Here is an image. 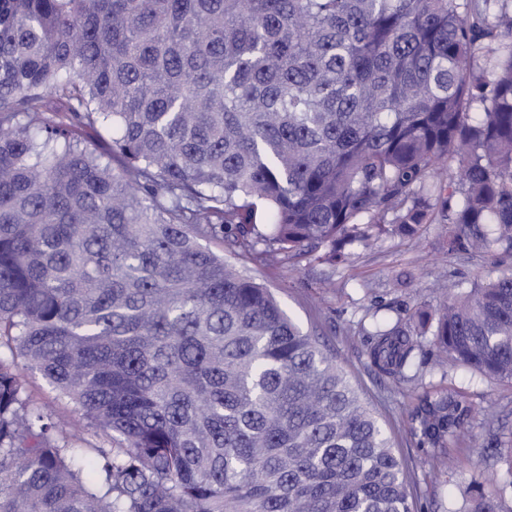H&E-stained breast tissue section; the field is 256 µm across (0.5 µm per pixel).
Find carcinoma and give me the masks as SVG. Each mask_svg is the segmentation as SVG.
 <instances>
[{
    "mask_svg": "<svg viewBox=\"0 0 512 512\" xmlns=\"http://www.w3.org/2000/svg\"><path fill=\"white\" fill-rule=\"evenodd\" d=\"M508 2L0 0V512H415L346 369L202 241L334 266L432 221L511 255ZM453 288L368 352L436 477L494 418L419 382L421 337L512 385V274ZM28 387L30 393L35 399L49 405L58 416L62 418H69L74 415L71 405L65 403L57 405L53 402L55 392L48 386L40 374L36 372H28Z\"/></svg>",
    "mask_w": 512,
    "mask_h": 512,
    "instance_id": "obj_1",
    "label": "carcinoma"
}]
</instances>
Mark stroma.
<instances>
[{"mask_svg":"<svg viewBox=\"0 0 512 512\" xmlns=\"http://www.w3.org/2000/svg\"><path fill=\"white\" fill-rule=\"evenodd\" d=\"M442 225H423L411 238L382 237L369 249L351 247L346 262L329 267L306 259H291L277 266L253 256L236 257L238 268L256 277L276 295L287 312L313 334L327 350L335 352L365 397L394 431H401L410 406L403 390L393 389L378 376L367 357L360 323L383 322L397 312H434L447 299L444 279L465 286L485 283L512 272V257L494 260L466 253L448 254ZM431 341H424L418 362L425 383L453 385L477 405L506 412L512 425V386L457 366L449 371L435 367ZM398 451L407 463L408 476L419 512H467L478 494L472 479L512 481V466L504 455L488 447L483 427L458 455L460 477L450 481L427 475L421 451L400 442Z\"/></svg>","mask_w":512,"mask_h":512,"instance_id":"obj_1","label":"stroma"}]
</instances>
